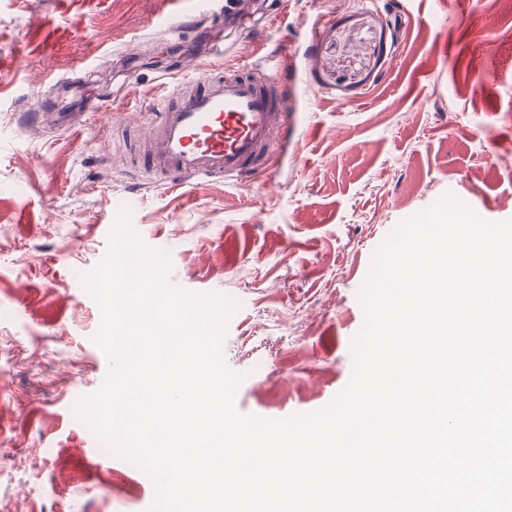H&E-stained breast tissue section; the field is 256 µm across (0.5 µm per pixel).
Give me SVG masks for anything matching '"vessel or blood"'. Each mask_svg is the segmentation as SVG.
I'll use <instances>...</instances> for the list:
<instances>
[{"label": "vessel or blood", "mask_w": 512, "mask_h": 512, "mask_svg": "<svg viewBox=\"0 0 512 512\" xmlns=\"http://www.w3.org/2000/svg\"><path fill=\"white\" fill-rule=\"evenodd\" d=\"M293 69L284 53L259 76L204 70L177 84L156 106L143 169L176 184L263 170L288 142Z\"/></svg>", "instance_id": "obj_1"}]
</instances>
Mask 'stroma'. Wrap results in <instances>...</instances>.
Masks as SVG:
<instances>
[{
    "mask_svg": "<svg viewBox=\"0 0 512 512\" xmlns=\"http://www.w3.org/2000/svg\"><path fill=\"white\" fill-rule=\"evenodd\" d=\"M194 4L0 0V512L153 502L74 413L107 370L82 277L127 201L170 285L239 301L222 352L238 411L266 419L347 386L359 294L401 222L448 193L512 220V0H255L171 39ZM284 50L300 119L271 174L171 188L138 170L121 131H148L165 87Z\"/></svg>",
    "mask_w": 512,
    "mask_h": 512,
    "instance_id": "1",
    "label": "stroma"
}]
</instances>
